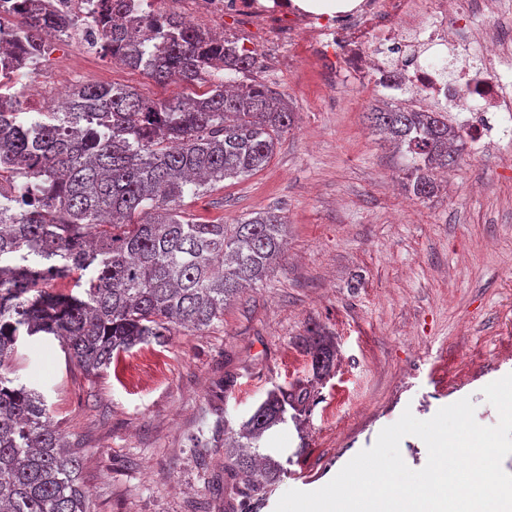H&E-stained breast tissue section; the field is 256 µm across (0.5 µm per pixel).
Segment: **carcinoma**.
Returning <instances> with one entry per match:
<instances>
[{
    "mask_svg": "<svg viewBox=\"0 0 512 512\" xmlns=\"http://www.w3.org/2000/svg\"><path fill=\"white\" fill-rule=\"evenodd\" d=\"M134 0H94L100 52L158 83L206 89L159 101L123 86L86 82L68 106L33 112L16 92L22 61L46 56L44 35L75 21L48 8L21 12L0 56V512H91L81 458L51 422L44 396L9 377L17 343L54 336L92 378L112 357L152 341L202 332L267 276L287 224L273 211L237 224L195 217L185 197L263 170L292 121L288 101L266 85L229 90L220 73L256 66L222 35L179 24L144 36L126 25ZM371 122L409 160L405 190L437 191L435 173L459 161L463 140L448 113L375 109ZM38 197L18 210L29 188ZM300 347L313 377L334 365L329 336L314 326ZM309 385L266 392L237 429H224V486L239 495L280 481L282 455L264 435L306 413Z\"/></svg>",
    "mask_w": 512,
    "mask_h": 512,
    "instance_id": "1",
    "label": "carcinoma"
}]
</instances>
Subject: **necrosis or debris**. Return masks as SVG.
Wrapping results in <instances>:
<instances>
[{"label": "necrosis or debris", "instance_id": "1", "mask_svg": "<svg viewBox=\"0 0 512 512\" xmlns=\"http://www.w3.org/2000/svg\"><path fill=\"white\" fill-rule=\"evenodd\" d=\"M57 14L77 20L66 41L95 52L100 26L87 14L86 0H49ZM151 20L234 29L241 49L257 54L275 43L284 50L321 51L337 60L359 85L388 96L411 93L423 103L448 104L478 113L466 127L478 140L491 130L512 134V89L497 75V62L512 48V20L488 18L482 33L483 65L461 60L454 82L444 80V47L456 46L473 25L476 0H360L351 10L312 12L295 0H148Z\"/></svg>", "mask_w": 512, "mask_h": 512}]
</instances>
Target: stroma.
<instances>
[{
    "mask_svg": "<svg viewBox=\"0 0 512 512\" xmlns=\"http://www.w3.org/2000/svg\"><path fill=\"white\" fill-rule=\"evenodd\" d=\"M254 70L294 113L270 163L196 199L187 211L228 224L274 210L288 253L240 294L209 330L140 345L90 379L57 341L19 345V382L43 392L54 423L82 460L92 512H224V429L237 427L267 390L311 384L301 426L273 445L295 455L281 481L243 512H274L290 489L317 490L404 410L421 420L462 398L495 425L482 392L512 373V137L465 143L436 196H407L403 154L369 112L384 98L333 77L320 53L281 67L263 52ZM42 97L91 80L165 100L181 94L142 70L66 41L35 66ZM334 338L335 366L315 380L297 345L307 326Z\"/></svg>",
    "mask_w": 512,
    "mask_h": 512,
    "instance_id": "stroma-1",
    "label": "stroma"
}]
</instances>
